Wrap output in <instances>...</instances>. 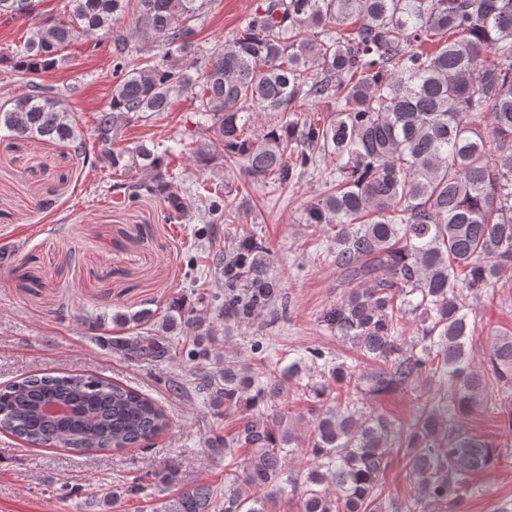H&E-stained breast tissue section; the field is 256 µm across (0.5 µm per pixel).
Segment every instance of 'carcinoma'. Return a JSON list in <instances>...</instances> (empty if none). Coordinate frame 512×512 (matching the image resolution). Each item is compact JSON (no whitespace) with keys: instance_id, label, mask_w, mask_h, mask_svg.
<instances>
[{"instance_id":"cac0c4a2","label":"carcinoma","mask_w":512,"mask_h":512,"mask_svg":"<svg viewBox=\"0 0 512 512\" xmlns=\"http://www.w3.org/2000/svg\"><path fill=\"white\" fill-rule=\"evenodd\" d=\"M130 2L69 0L66 20L33 23L15 67L49 66L88 34L108 38L116 80L109 109L97 116L98 160L122 175L136 162L152 169L148 182L109 189L158 194L176 222L188 212L170 170L173 151L127 150L112 140L123 122L168 110L175 95L191 93L212 132L190 149L198 163L225 157L279 186L324 172L330 189L305 221L336 225L326 257L344 293L321 323L360 359L308 351L286 373L212 369L204 317L181 298L171 301L162 326L182 337L199 389L226 411L257 409L232 436L213 429L209 447L249 455L224 474L222 490L147 470L112 498L177 485V495L152 512H268L285 490L299 512H454L471 477L502 457L496 445L455 427L456 417L501 416L512 433V335L496 336L480 367L470 355L469 318L473 302L495 294L512 270V0H268L231 45L193 61L196 80L172 53L195 52L191 22L207 0H137L132 33L149 44L147 57L133 53L118 27ZM34 7V0H0V15L29 17ZM349 25L355 29L342 34ZM426 43L438 50L423 51ZM320 101L332 107L326 119L296 114V105ZM252 112L280 120L251 135ZM0 128L16 140L83 150L61 93L42 85L0 105ZM205 201L215 220L234 213V201L216 191ZM234 250L248 251L254 263L242 269L230 256L216 258L227 286L222 312L249 316L276 301L282 285L263 274L262 242L245 238ZM155 316L150 308L104 313L89 327L102 335L112 323L134 330L136 337L110 347L125 353L133 345L161 358L170 349L151 338ZM408 316L417 323L410 341L403 339ZM292 386L318 406L303 432L288 407ZM397 390L414 395L407 423L364 398ZM51 401L70 402L82 415L47 417L41 407ZM169 426L161 405L104 377L33 375L0 388V432L34 446L146 452ZM301 447L315 466L294 473L288 463ZM395 453L417 488L408 501L382 498L379 481Z\"/></svg>"}]
</instances>
